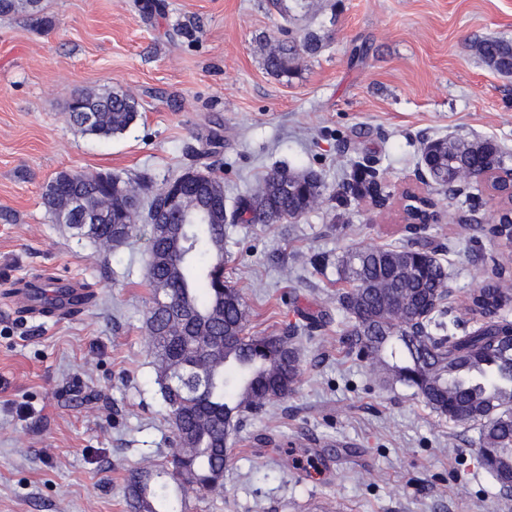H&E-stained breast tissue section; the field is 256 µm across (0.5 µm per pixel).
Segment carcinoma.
I'll use <instances>...</instances> for the list:
<instances>
[{"label": "carcinoma", "instance_id": "obj_1", "mask_svg": "<svg viewBox=\"0 0 512 512\" xmlns=\"http://www.w3.org/2000/svg\"><path fill=\"white\" fill-rule=\"evenodd\" d=\"M303 0H268L289 27L264 57L265 69L286 76L300 53H314L320 38L313 32L295 34L290 25ZM40 0H0V13L28 12L42 28ZM478 54L492 69L512 74V42L484 39ZM92 108L98 121L83 133L109 139L124 133L139 116L138 101L123 92L74 95ZM423 160L433 184L448 198L459 195L453 182L483 168L504 164L509 155L492 140L453 137L432 142ZM212 191L193 193L180 176L178 185L189 202L207 205L224 195L221 181L209 172ZM58 185L57 204L78 187L86 204L112 211V223L96 224L86 237L103 249L125 243L141 218L163 206L166 188L150 196L144 180L100 173L71 172ZM377 184L374 172L357 167L345 184L348 197H360ZM326 185L315 171L286 165L270 169L257 191L238 203L229 221L187 225L183 238L151 233L147 310L150 348L161 394L173 425L176 449L162 461L147 460L131 474L128 496L135 512H158L153 501L166 496L168 481L181 488L210 491L224 484L227 447L248 413H261L292 393L301 375L298 328L281 335L248 333L249 309L240 289L224 279V238L227 224H277L304 215L322 199ZM345 289L338 296L348 320L347 352L370 360L372 372L391 385L413 389L426 408L440 418L478 429L481 465L496 481L512 479V321L502 310L512 302V252L494 261L488 276L464 303L475 325L447 334L448 271L437 247L423 239L378 246L362 245L341 259ZM167 290L170 307L158 306V291ZM303 329L313 332L327 324L322 311L302 315Z\"/></svg>", "mask_w": 512, "mask_h": 512}]
</instances>
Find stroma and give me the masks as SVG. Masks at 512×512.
<instances>
[{"label": "stroma", "instance_id": "35a3bbf8", "mask_svg": "<svg viewBox=\"0 0 512 512\" xmlns=\"http://www.w3.org/2000/svg\"><path fill=\"white\" fill-rule=\"evenodd\" d=\"M42 5L44 29L0 16V211L12 215L0 221V512H131L130 474L174 449L145 323L150 226L103 250L55 222L47 185L82 170L157 189L203 164L231 208L278 163L320 172L327 197L295 220L229 225L224 276L251 334L288 330L302 311L332 321L302 338L288 398L231 437L223 490L179 493L184 512H512L476 428L439 419L346 352L336 295L349 249L408 239L401 194L420 188L427 143L491 138L512 152V76L474 51L512 41V0H308L298 26L324 46L287 78L263 66L282 23L267 0ZM78 90L124 92L140 115L96 139L69 120ZM357 162L376 170L381 196L345 204ZM435 199L448 307L467 329L461 303L502 247ZM58 276L91 291L83 311L22 317L12 289Z\"/></svg>", "mask_w": 512, "mask_h": 512}]
</instances>
